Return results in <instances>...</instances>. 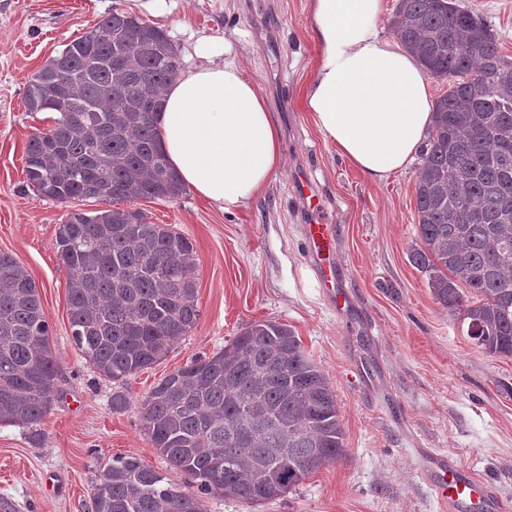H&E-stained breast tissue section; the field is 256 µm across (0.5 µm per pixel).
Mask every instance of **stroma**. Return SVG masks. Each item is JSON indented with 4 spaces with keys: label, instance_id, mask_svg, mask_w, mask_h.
I'll return each mask as SVG.
<instances>
[{
    "label": "stroma",
    "instance_id": "obj_1",
    "mask_svg": "<svg viewBox=\"0 0 512 512\" xmlns=\"http://www.w3.org/2000/svg\"><path fill=\"white\" fill-rule=\"evenodd\" d=\"M455 2L482 15L512 58V0ZM116 6L163 30L186 66L198 63L204 41L230 37L237 63L276 114L283 151L280 173L245 206L224 210L190 188L133 202L149 222L193 243L200 317L159 363L121 381L73 346L67 272L54 248L69 211L106 204L41 197L23 172L30 136L54 124L52 114L26 110L28 81ZM308 15L309 0H0V251L35 281L59 362V392L37 432L0 425V512H95V488L115 456L136 457L185 485L186 474L146 434L142 401L164 377L260 320L291 326L328 377L347 455L263 505L216 495L207 497V512H440L420 478L423 448L489 481L512 508V357L475 345L409 261L419 242V163L371 181L302 110L300 93L319 56ZM302 175L316 182L337 227L349 294L342 312L307 260V215L293 196ZM118 390L129 403L116 411Z\"/></svg>",
    "mask_w": 512,
    "mask_h": 512
}]
</instances>
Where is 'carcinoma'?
Segmentation results:
<instances>
[{"label":"carcinoma","instance_id":"carcinoma-1","mask_svg":"<svg viewBox=\"0 0 512 512\" xmlns=\"http://www.w3.org/2000/svg\"><path fill=\"white\" fill-rule=\"evenodd\" d=\"M396 38L448 79L416 184L421 244L410 262L486 353L512 357V60L483 18L453 0H398ZM165 32L112 11L67 44L72 74L29 80L30 112L56 114L30 137L28 183L54 200L112 203L184 192L153 113L180 72ZM109 61L91 69V56ZM55 248L68 274L75 347L114 380L164 358L198 322L193 244L140 211L68 213ZM58 363L36 283L0 252V424L36 430L57 395ZM144 429L174 468L168 483L132 456L107 465L95 512H206L204 496L251 505L281 497L346 456L335 393L295 331L251 323L224 350L166 376L142 403Z\"/></svg>","mask_w":512,"mask_h":512}]
</instances>
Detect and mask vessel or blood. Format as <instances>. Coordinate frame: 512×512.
I'll use <instances>...</instances> for the list:
<instances>
[{
    "mask_svg": "<svg viewBox=\"0 0 512 512\" xmlns=\"http://www.w3.org/2000/svg\"><path fill=\"white\" fill-rule=\"evenodd\" d=\"M295 197L309 214L304 226L309 264L328 288L337 311H344L348 294L336 263V227L324 218L318 188L308 177H299ZM421 478L448 512H504L502 503L487 484L461 470L447 454L438 450L427 452Z\"/></svg>",
    "mask_w": 512,
    "mask_h": 512,
    "instance_id": "vessel-or-blood-1",
    "label": "vessel or blood"
}]
</instances>
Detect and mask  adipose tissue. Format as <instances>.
I'll use <instances>...</instances> for the list:
<instances>
[{"label": "adipose tissue", "instance_id": "obj_1", "mask_svg": "<svg viewBox=\"0 0 512 512\" xmlns=\"http://www.w3.org/2000/svg\"><path fill=\"white\" fill-rule=\"evenodd\" d=\"M382 0H310L317 67L302 91L327 142L365 177L387 180L415 160L432 125L425 69L379 29ZM229 41L204 45V64L181 72L155 117L173 173L228 210L247 205L282 162L281 134Z\"/></svg>", "mask_w": 512, "mask_h": 512}]
</instances>
